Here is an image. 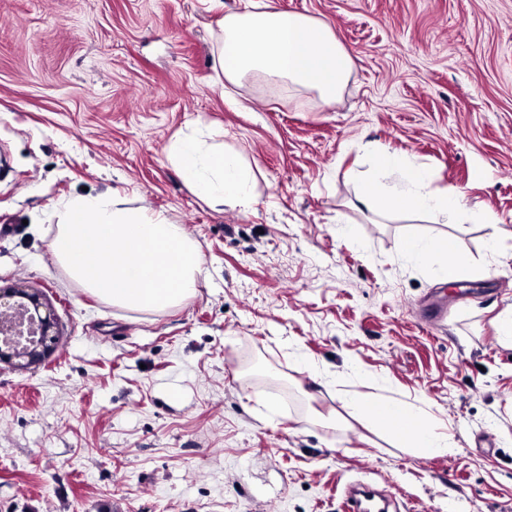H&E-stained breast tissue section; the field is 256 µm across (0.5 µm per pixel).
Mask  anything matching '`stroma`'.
Masks as SVG:
<instances>
[{
  "label": "stroma",
  "instance_id": "obj_1",
  "mask_svg": "<svg viewBox=\"0 0 512 512\" xmlns=\"http://www.w3.org/2000/svg\"><path fill=\"white\" fill-rule=\"evenodd\" d=\"M253 3L332 30L335 105L225 79L221 21ZM185 137L240 161L249 205L185 180ZM0 150V289L38 291L58 332L43 364L0 362V512H342L358 480L402 512H512V0H0ZM382 154L462 213L356 208ZM84 194L180 225L195 293L95 296L52 249ZM378 418L384 422H391L387 417ZM392 423V422H391ZM394 431L401 441L409 444L412 448H423L429 453H446L448 452V441L446 436H442L435 432L434 428L429 424L427 418L423 415H416L414 419H407L405 424L407 428L416 427L415 432H406L400 430L401 427L397 423H392Z\"/></svg>",
  "mask_w": 512,
  "mask_h": 512
}]
</instances>
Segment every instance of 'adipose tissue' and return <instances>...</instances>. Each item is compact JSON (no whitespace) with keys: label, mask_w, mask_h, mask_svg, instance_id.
Wrapping results in <instances>:
<instances>
[{"label":"adipose tissue","mask_w":512,"mask_h":512,"mask_svg":"<svg viewBox=\"0 0 512 512\" xmlns=\"http://www.w3.org/2000/svg\"><path fill=\"white\" fill-rule=\"evenodd\" d=\"M219 66L228 81L258 72L284 78L317 92L323 104H334L351 69V57L332 31L304 15L278 11H245L224 18ZM172 155L186 180L203 196L248 204L250 176L234 158L214 151L200 153L188 139L176 142ZM431 178L418 170L404 174L403 187L365 181L358 197L367 210L410 206L440 215L458 210L460 196L452 190H431Z\"/></svg>","instance_id":"adipose-tissue-1"}]
</instances>
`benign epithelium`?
Segmentation results:
<instances>
[{"label":"benign epithelium","mask_w":512,"mask_h":512,"mask_svg":"<svg viewBox=\"0 0 512 512\" xmlns=\"http://www.w3.org/2000/svg\"><path fill=\"white\" fill-rule=\"evenodd\" d=\"M2 308L9 310V315L0 320V331L7 329L13 336H28L30 340L25 345L4 344L0 362L22 368L40 363L52 350L56 326L52 310L38 292L21 287L0 289Z\"/></svg>","instance_id":"obj_1"}]
</instances>
